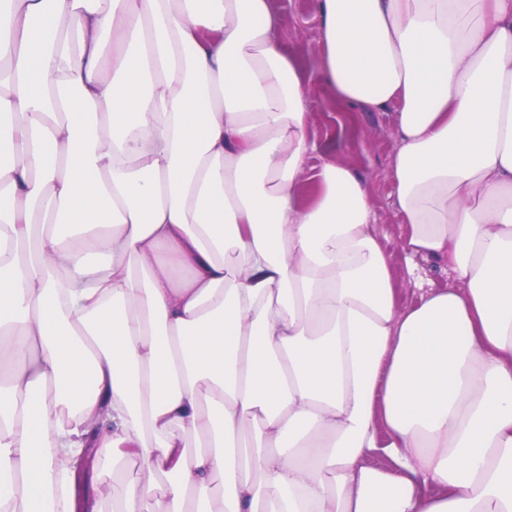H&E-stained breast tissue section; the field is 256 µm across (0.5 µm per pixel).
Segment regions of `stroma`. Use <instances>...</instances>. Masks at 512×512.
Returning a JSON list of instances; mask_svg holds the SVG:
<instances>
[{
    "mask_svg": "<svg viewBox=\"0 0 512 512\" xmlns=\"http://www.w3.org/2000/svg\"><path fill=\"white\" fill-rule=\"evenodd\" d=\"M282 16L281 36L289 53L310 74L307 98L312 110L308 137L317 146L308 159V173H315L324 160L347 166L367 182L376 213L380 242L390 255L391 273L398 302L411 307L418 303L421 289L444 288L448 269L433 260H417L407 266L403 242L408 228L396 208L395 187L390 167L398 146V104L381 110L348 106L335 100L307 50L319 38L315 0H276Z\"/></svg>",
    "mask_w": 512,
    "mask_h": 512,
    "instance_id": "35a3bbf8",
    "label": "stroma"
}]
</instances>
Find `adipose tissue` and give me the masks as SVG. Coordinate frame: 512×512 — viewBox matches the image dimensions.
Listing matches in <instances>:
<instances>
[{
	"label": "adipose tissue",
	"instance_id": "1",
	"mask_svg": "<svg viewBox=\"0 0 512 512\" xmlns=\"http://www.w3.org/2000/svg\"><path fill=\"white\" fill-rule=\"evenodd\" d=\"M317 14L335 98L400 105L453 278L410 308L358 174L300 199L273 0H0V512H512V0ZM98 471L107 499L110 500L113 492H120L123 482L135 476V468L130 462L112 463V461H102L98 465Z\"/></svg>",
	"mask_w": 512,
	"mask_h": 512
}]
</instances>
